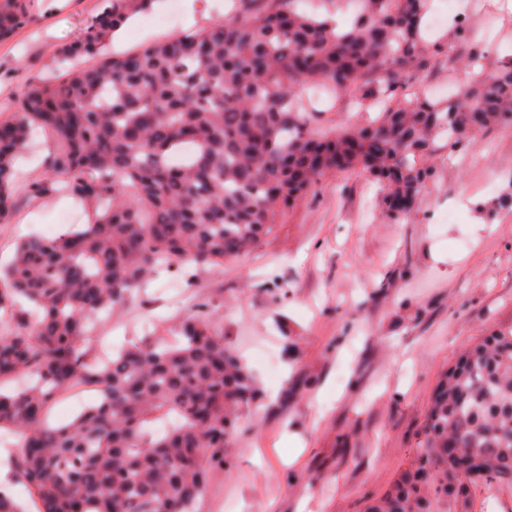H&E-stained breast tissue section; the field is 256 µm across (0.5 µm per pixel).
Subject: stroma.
<instances>
[{
  "mask_svg": "<svg viewBox=\"0 0 512 512\" xmlns=\"http://www.w3.org/2000/svg\"><path fill=\"white\" fill-rule=\"evenodd\" d=\"M101 0H30L26 25L0 38V113L19 89L65 76L56 52L78 40ZM224 0H178L141 13L123 49L207 25ZM486 65L512 56V13L470 0ZM437 177L409 221L383 219L375 188L331 176L287 209L274 232L223 268H202L180 303L174 275L152 276L95 334L118 348L173 327L197 301L211 302L244 362L263 348L273 373L254 371L261 399L240 411L242 434L210 470L198 512H363L409 463L442 370L491 329H512V217L472 210L512 184V127L487 130L473 157L436 143ZM458 215L442 223V212ZM87 221L69 199L20 207L0 226V261L48 225Z\"/></svg>",
  "mask_w": 512,
  "mask_h": 512,
  "instance_id": "stroma-1",
  "label": "stroma"
}]
</instances>
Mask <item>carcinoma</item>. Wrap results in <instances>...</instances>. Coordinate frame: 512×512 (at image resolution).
<instances>
[{"instance_id": "cac0c4a2", "label": "carcinoma", "mask_w": 512, "mask_h": 512, "mask_svg": "<svg viewBox=\"0 0 512 512\" xmlns=\"http://www.w3.org/2000/svg\"><path fill=\"white\" fill-rule=\"evenodd\" d=\"M153 2L107 0L59 52L98 61L28 84L0 116V224L20 199L64 194L93 210L82 229L25 239L0 271V430L17 438L7 464L35 512H196L254 398L209 302L178 324L175 343L148 335L108 364L90 350L99 313L161 267L195 287V269L249 252L331 174L371 179L383 217L406 220L436 177L424 162L436 140L472 153L480 133L512 123L511 57L458 96H406L441 61L473 68L483 57L466 17L450 41L422 36L430 0H361L343 30L299 0H246L203 28L103 54ZM26 21V0H3L0 37ZM338 97L379 114L317 123L320 103ZM34 129L53 148L44 175L22 182L15 161ZM73 384L100 388L101 401L49 425L57 392ZM423 435L365 512H470L474 488L512 486V330L491 331L441 374Z\"/></svg>"}]
</instances>
